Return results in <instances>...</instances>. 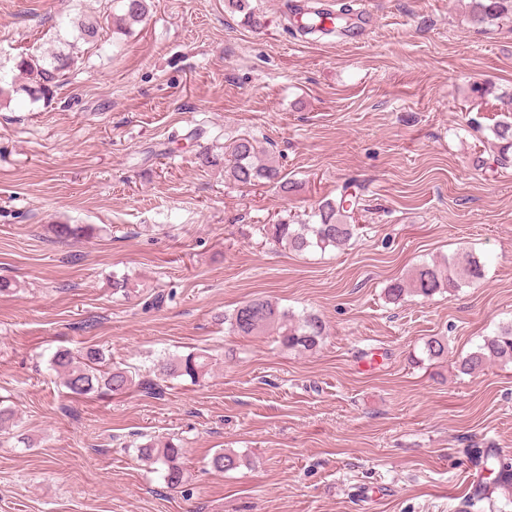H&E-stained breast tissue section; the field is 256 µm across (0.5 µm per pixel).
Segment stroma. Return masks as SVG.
Masks as SVG:
<instances>
[{
	"instance_id": "obj_1",
	"label": "stroma",
	"mask_w": 512,
	"mask_h": 512,
	"mask_svg": "<svg viewBox=\"0 0 512 512\" xmlns=\"http://www.w3.org/2000/svg\"><path fill=\"white\" fill-rule=\"evenodd\" d=\"M150 2L81 45L51 99L0 100V408L14 413L0 512H512L505 489L473 498L470 454L512 462V362L458 370L512 323V162H495L490 131L512 96V17L479 31L469 0H350L376 25L343 44L300 35L291 0H251L258 27L224 0ZM119 11L0 0V72L70 18ZM244 135L293 191L225 180ZM346 184L361 202L345 249L265 234ZM462 251L480 279L388 300L392 281ZM255 298L318 315L319 346L230 332L225 315ZM432 336L447 357L426 354ZM90 345L130 390L67 394L49 360ZM200 349L199 382L156 368ZM146 436L182 440L183 491L141 459ZM221 448L239 468H211ZM119 2H122L123 13L113 17V23L118 30L131 29L134 24L143 21L148 11L147 0H120Z\"/></svg>"
}]
</instances>
